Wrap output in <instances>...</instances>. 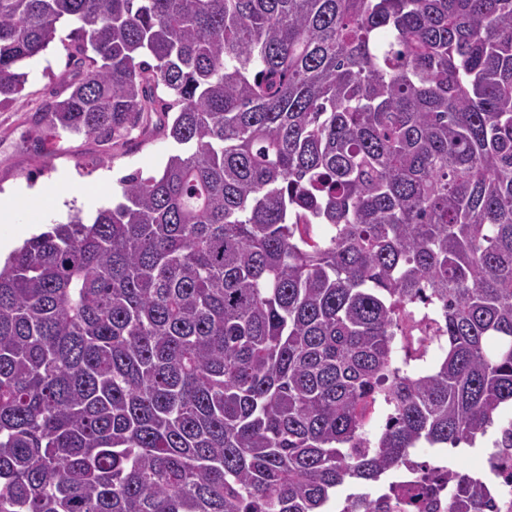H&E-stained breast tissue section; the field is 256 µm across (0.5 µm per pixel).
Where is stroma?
I'll list each match as a JSON object with an SVG mask.
<instances>
[{"instance_id": "35a3bbf8", "label": "stroma", "mask_w": 512, "mask_h": 512, "mask_svg": "<svg viewBox=\"0 0 512 512\" xmlns=\"http://www.w3.org/2000/svg\"><path fill=\"white\" fill-rule=\"evenodd\" d=\"M65 68L61 44H50L41 56L23 64L28 74L23 97L0 111V194L51 185L66 196L61 210L26 207L19 211L18 223L31 226L36 234L68 222L74 214L90 217L110 206L121 194V177L138 170L147 176L157 174L176 150L165 136L138 129L109 144L66 133L62 136L65 152L42 150L45 128L38 122L37 109L59 92Z\"/></svg>"}]
</instances>
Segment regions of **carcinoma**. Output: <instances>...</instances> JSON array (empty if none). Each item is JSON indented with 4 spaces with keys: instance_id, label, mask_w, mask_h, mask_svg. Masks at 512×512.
Segmentation results:
<instances>
[{
    "instance_id": "obj_1",
    "label": "carcinoma",
    "mask_w": 512,
    "mask_h": 512,
    "mask_svg": "<svg viewBox=\"0 0 512 512\" xmlns=\"http://www.w3.org/2000/svg\"><path fill=\"white\" fill-rule=\"evenodd\" d=\"M63 18L47 131L179 149L0 265V512H498L393 476L512 400V0H0V110Z\"/></svg>"
}]
</instances>
